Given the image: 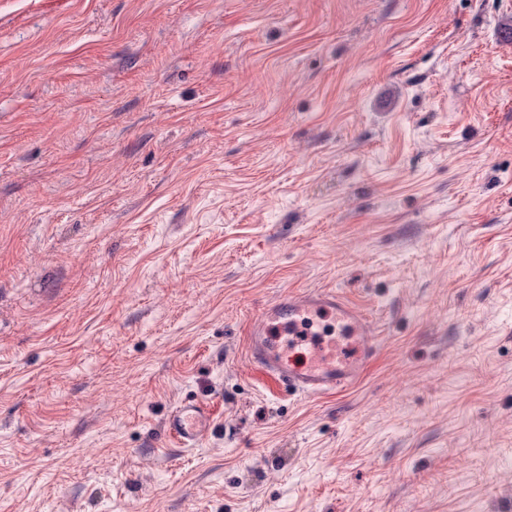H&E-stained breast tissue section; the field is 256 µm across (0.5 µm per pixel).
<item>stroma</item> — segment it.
<instances>
[{
    "mask_svg": "<svg viewBox=\"0 0 512 512\" xmlns=\"http://www.w3.org/2000/svg\"><path fill=\"white\" fill-rule=\"evenodd\" d=\"M311 288L380 327L318 399L243 336ZM510 473L512 0H0V512H502ZM210 424L208 409L203 404L189 400L172 413L166 431L181 446L191 447L199 433L209 428Z\"/></svg>",
    "mask_w": 512,
    "mask_h": 512,
    "instance_id": "35a3bbf8",
    "label": "stroma"
}]
</instances>
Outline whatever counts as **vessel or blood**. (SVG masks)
Instances as JSON below:
<instances>
[{"instance_id":"obj_1","label":"vessel or blood","mask_w":512,"mask_h":512,"mask_svg":"<svg viewBox=\"0 0 512 512\" xmlns=\"http://www.w3.org/2000/svg\"><path fill=\"white\" fill-rule=\"evenodd\" d=\"M317 314L355 336V348L346 351L337 348L335 339L317 337L310 329ZM246 336V355L262 373L290 392L310 397L346 391L366 374L379 350L372 317L332 288L287 291L253 314ZM210 424L208 409L188 401L170 416L167 433L190 447Z\"/></svg>"}]
</instances>
